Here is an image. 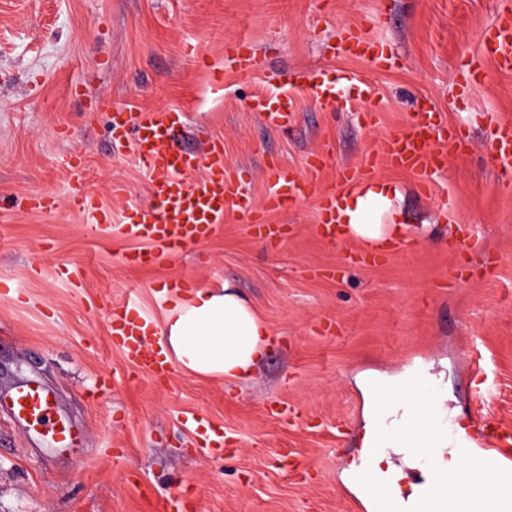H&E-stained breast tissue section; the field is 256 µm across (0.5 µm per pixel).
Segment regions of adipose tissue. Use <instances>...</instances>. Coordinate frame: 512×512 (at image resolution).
Listing matches in <instances>:
<instances>
[{"instance_id": "adipose-tissue-1", "label": "adipose tissue", "mask_w": 512, "mask_h": 512, "mask_svg": "<svg viewBox=\"0 0 512 512\" xmlns=\"http://www.w3.org/2000/svg\"><path fill=\"white\" fill-rule=\"evenodd\" d=\"M399 195L386 180L348 194L340 216L349 235L376 244L399 236L406 221L392 206ZM157 296L164 314L161 343L183 372L237 383L263 359L270 328L239 290L176 286Z\"/></svg>"}]
</instances>
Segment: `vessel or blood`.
<instances>
[{"label":"vessel or blood","mask_w":512,"mask_h":512,"mask_svg":"<svg viewBox=\"0 0 512 512\" xmlns=\"http://www.w3.org/2000/svg\"><path fill=\"white\" fill-rule=\"evenodd\" d=\"M343 52L382 67L387 57L377 42L366 37L359 27L350 26L340 45ZM483 56L494 59L503 69H512V12L504 10L489 23L481 45ZM227 61L238 68L251 71L258 64L250 44L237 42L226 55ZM345 84L356 99L365 101L371 95L370 86L352 75L344 77L329 70H317L305 81L317 105L336 104V87ZM254 111L264 113L277 124L287 123L297 110V96L285 91L276 95L258 94L253 100ZM187 115L165 107L144 108L128 105L112 110V136L121 141L133 137L135 153L150 175L152 201L127 209L119 226L128 239L150 243L151 251L129 254V261L155 262L174 256L187 246L208 238L223 223L227 214H236L243 222L254 225L259 233L275 234L263 216L269 212L285 211L311 196H318L319 235L336 242L342 227L336 222L341 194L372 180L379 167L407 170L415 173L422 184H429L436 172L445 170L448 160L466 148L463 132L442 122L436 111H428L425 121L406 125L382 140L374 159L341 170L339 183L324 195H317L316 186L323 160L312 156L306 172L288 167L277 168L274 181L262 203H255L242 191L238 179L224 171L222 139L212 137L200 153H189L170 146L169 139L184 127ZM492 159L502 169L512 168V122H496L492 143ZM74 207L93 214L97 223L108 224L112 215L102 209L94 196L79 184L70 187ZM127 305L116 306L112 318V335L125 356L151 376L169 371L170 360L162 350L146 346L137 319L127 317ZM53 402L41 388L23 385L10 396L12 416L35 424H47V434L58 447L70 448L77 442L76 434L66 425L50 423ZM473 439L481 449L483 460L512 471V430H489L484 418L473 420Z\"/></svg>","instance_id":"obj_1"}]
</instances>
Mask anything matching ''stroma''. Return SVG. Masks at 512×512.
Here are the masks:
<instances>
[{
    "label": "stroma",
    "instance_id": "obj_1",
    "mask_svg": "<svg viewBox=\"0 0 512 512\" xmlns=\"http://www.w3.org/2000/svg\"><path fill=\"white\" fill-rule=\"evenodd\" d=\"M504 0H0V399L33 381L82 436L74 454L40 427L0 408V512H157L179 493L183 512H370L346 471L372 434L365 382L422 375L437 387L444 423L463 437L465 393L482 414L512 426V172L489 158L492 117L512 120V73L486 64L460 91L488 22ZM383 45L389 69L338 54L344 27ZM249 41L258 66L241 71L227 47ZM319 69L372 86L376 126L361 103L317 106L299 92L292 125L253 111L259 90L278 91ZM428 100L462 128L468 151L430 188L382 168L407 215L404 249L369 267L346 263L356 238L318 234L316 199L267 216L281 237L257 236L227 215L180 256L128 265L135 241L118 229L149 200L133 142L112 143L113 106L186 112L177 146L221 138L229 175L262 201L277 166L326 164L320 184L371 157ZM112 214L108 224L69 200L70 166ZM125 193L112 195L113 183ZM50 193L54 208L28 209ZM75 266L77 284L56 267ZM238 288L273 340L243 382L172 369H133L112 339L111 313L129 291L161 322V284ZM111 377L108 396L91 394ZM294 405L284 422L273 408ZM231 438L224 458L197 446L196 421ZM122 456H115V449Z\"/></svg>",
    "mask_w": 512,
    "mask_h": 512
}]
</instances>
